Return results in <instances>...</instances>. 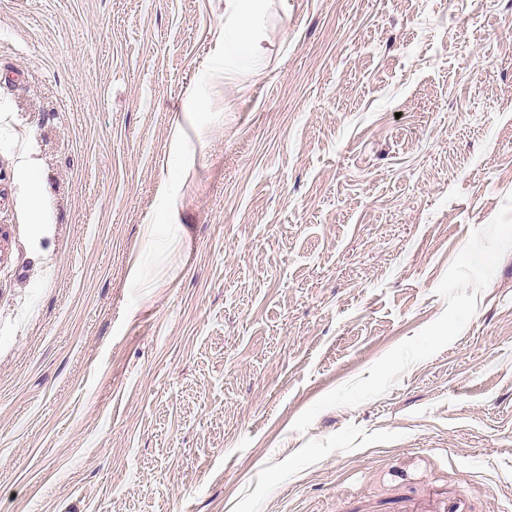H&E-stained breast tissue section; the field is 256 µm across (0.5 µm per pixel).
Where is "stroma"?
Here are the masks:
<instances>
[{"instance_id":"obj_1","label":"stroma","mask_w":512,"mask_h":512,"mask_svg":"<svg viewBox=\"0 0 512 512\" xmlns=\"http://www.w3.org/2000/svg\"><path fill=\"white\" fill-rule=\"evenodd\" d=\"M224 5L0 0V512H512V0ZM233 8L235 26L224 29V58H237L243 65L253 70H260L263 62L252 50L242 45L238 40L240 28L251 25L260 12L262 0H226ZM397 512H478L473 500L463 493L438 494L428 489L419 494L403 495Z\"/></svg>"}]
</instances>
